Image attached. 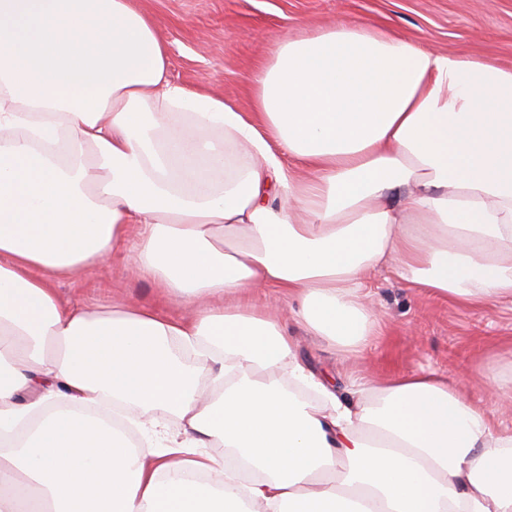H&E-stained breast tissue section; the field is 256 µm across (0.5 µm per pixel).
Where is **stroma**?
Returning <instances> with one entry per match:
<instances>
[{
    "mask_svg": "<svg viewBox=\"0 0 512 512\" xmlns=\"http://www.w3.org/2000/svg\"><path fill=\"white\" fill-rule=\"evenodd\" d=\"M169 49L178 84L223 96L241 112L252 109L250 73L283 33L338 21L391 30L413 43L512 64V0H138ZM67 300L109 306L156 307L173 316L187 307L144 275L130 273L122 256L108 265L55 278ZM381 332L358 356L346 359L296 325L303 361L327 373L338 391L355 381L429 368L461 381L498 422L512 427V405L484 390L496 373L512 377V305L475 308L432 296L385 271L371 280Z\"/></svg>",
    "mask_w": 512,
    "mask_h": 512,
    "instance_id": "obj_1",
    "label": "stroma"
}]
</instances>
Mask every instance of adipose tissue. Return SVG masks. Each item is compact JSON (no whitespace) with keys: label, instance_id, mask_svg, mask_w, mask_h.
Here are the masks:
<instances>
[{"label":"adipose tissue","instance_id":"adipose-tissue-1","mask_svg":"<svg viewBox=\"0 0 512 512\" xmlns=\"http://www.w3.org/2000/svg\"><path fill=\"white\" fill-rule=\"evenodd\" d=\"M249 82H174L137 0H0V512H512L511 427L425 368L341 396L247 302L348 355L383 269L512 303V65L335 23ZM133 230L191 316L52 287Z\"/></svg>","mask_w":512,"mask_h":512}]
</instances>
